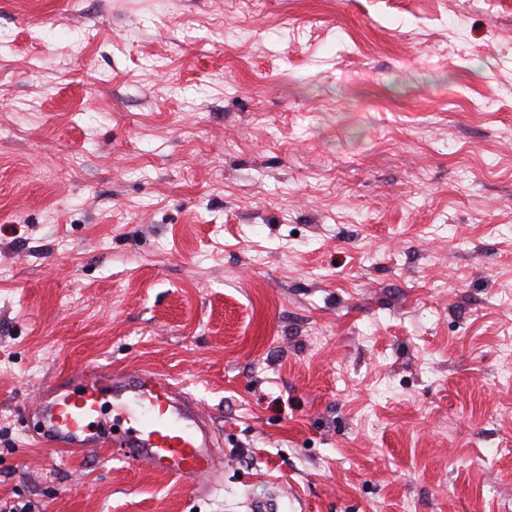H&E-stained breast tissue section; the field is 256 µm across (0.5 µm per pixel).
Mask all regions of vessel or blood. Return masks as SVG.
Listing matches in <instances>:
<instances>
[{
  "instance_id": "b4317fda",
  "label": "vessel or blood",
  "mask_w": 512,
  "mask_h": 512,
  "mask_svg": "<svg viewBox=\"0 0 512 512\" xmlns=\"http://www.w3.org/2000/svg\"><path fill=\"white\" fill-rule=\"evenodd\" d=\"M41 444L144 463L205 495L223 481V451L198 401L149 369L81 368L50 380L24 407Z\"/></svg>"
}]
</instances>
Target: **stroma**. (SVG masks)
Returning a JSON list of instances; mask_svg holds the SVG:
<instances>
[{
	"label": "stroma",
	"mask_w": 512,
	"mask_h": 512,
	"mask_svg": "<svg viewBox=\"0 0 512 512\" xmlns=\"http://www.w3.org/2000/svg\"><path fill=\"white\" fill-rule=\"evenodd\" d=\"M83 367L183 386L223 485L39 445ZM17 498L512 512V0H0Z\"/></svg>",
	"instance_id": "stroma-1"
}]
</instances>
